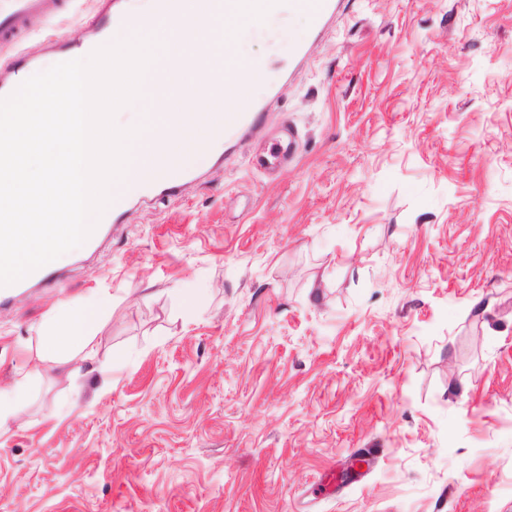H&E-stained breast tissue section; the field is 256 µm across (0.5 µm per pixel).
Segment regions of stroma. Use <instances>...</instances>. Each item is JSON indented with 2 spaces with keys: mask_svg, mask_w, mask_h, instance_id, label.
Segmentation results:
<instances>
[{
  "mask_svg": "<svg viewBox=\"0 0 512 512\" xmlns=\"http://www.w3.org/2000/svg\"><path fill=\"white\" fill-rule=\"evenodd\" d=\"M33 21L0 75L91 33ZM246 35L260 113L172 195L130 200L60 288L0 305V512H512V0H339ZM301 138L257 169L282 122ZM203 289L183 313L175 291ZM112 295L93 363L35 323ZM28 395L26 379L16 380L11 386L0 388V427L9 420L21 417Z\"/></svg>",
  "mask_w": 512,
  "mask_h": 512,
  "instance_id": "35a3bbf8",
  "label": "stroma"
}]
</instances>
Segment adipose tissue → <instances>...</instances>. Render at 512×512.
<instances>
[{"label":"adipose tissue","instance_id":"ef3b65f1","mask_svg":"<svg viewBox=\"0 0 512 512\" xmlns=\"http://www.w3.org/2000/svg\"><path fill=\"white\" fill-rule=\"evenodd\" d=\"M111 312L112 296L106 291L66 304L57 318L35 328L42 340L39 362L63 370L76 361H95L96 331Z\"/></svg>","mask_w":512,"mask_h":512}]
</instances>
